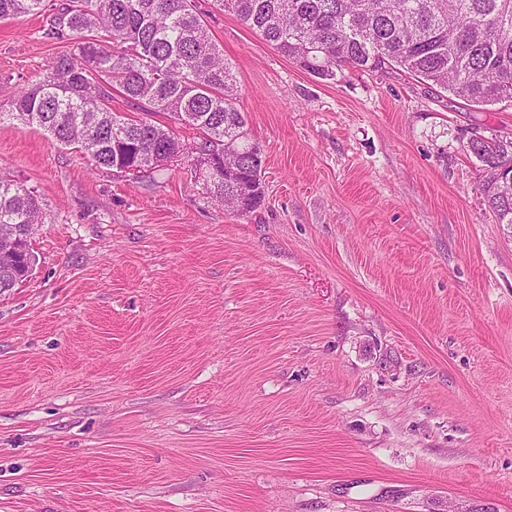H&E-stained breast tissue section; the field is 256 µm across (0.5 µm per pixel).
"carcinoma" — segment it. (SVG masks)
Here are the masks:
<instances>
[{
  "label": "carcinoma",
  "mask_w": 512,
  "mask_h": 512,
  "mask_svg": "<svg viewBox=\"0 0 512 512\" xmlns=\"http://www.w3.org/2000/svg\"><path fill=\"white\" fill-rule=\"evenodd\" d=\"M274 48L322 80L343 68H395L473 105L512 102V0H216ZM46 0H0V22L46 12ZM46 35L74 41L36 82L0 109L77 145L95 168L148 173L186 154L151 116L170 115L201 133L194 177L210 198L241 213L264 199L263 153L251 141L234 94L236 76L194 0H68L49 15ZM117 90L141 115L112 111ZM469 151L490 169L484 193L499 224H512V188L497 161L512 140L474 138ZM37 196L0 174V234L39 224ZM30 241L0 257V290L27 279Z\"/></svg>",
  "instance_id": "carcinoma-1"
}]
</instances>
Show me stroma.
Instances as JSON below:
<instances>
[{
  "label": "stroma",
  "instance_id": "obj_1",
  "mask_svg": "<svg viewBox=\"0 0 512 512\" xmlns=\"http://www.w3.org/2000/svg\"><path fill=\"white\" fill-rule=\"evenodd\" d=\"M265 197L140 179L0 124L44 222L0 292V512H512V225L471 107L398 70L322 80L196 0ZM0 23V104L69 41ZM469 151L480 161L485 163L490 169V174L485 184L484 193L487 205L496 217L499 224H512V188L503 185V180H508L512 184V174L510 177L504 176L507 167L499 169L497 176V161L500 158H510L512 160V139L508 141L498 140L487 142L480 138H474L468 145Z\"/></svg>",
  "mask_w": 512,
  "mask_h": 512
}]
</instances>
